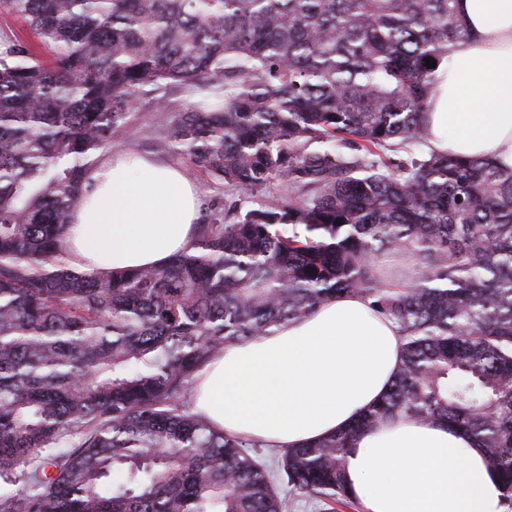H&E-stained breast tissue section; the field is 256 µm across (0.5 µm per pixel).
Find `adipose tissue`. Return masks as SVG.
<instances>
[{
	"label": "adipose tissue",
	"instance_id": "1",
	"mask_svg": "<svg viewBox=\"0 0 512 512\" xmlns=\"http://www.w3.org/2000/svg\"><path fill=\"white\" fill-rule=\"evenodd\" d=\"M468 40L436 72L426 150L512 167V0H456ZM63 240L83 271L162 267L196 233L200 194L176 165L117 154L90 175ZM397 321L362 295L228 346L199 374L194 410L229 435L293 448L347 429L389 391L401 364ZM362 512H505L477 441L431 419H387L345 456Z\"/></svg>",
	"mask_w": 512,
	"mask_h": 512
}]
</instances>
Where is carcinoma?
I'll list each match as a JSON object with an SVG mask.
<instances>
[{
	"label": "carcinoma",
	"mask_w": 512,
	"mask_h": 512,
	"mask_svg": "<svg viewBox=\"0 0 512 512\" xmlns=\"http://www.w3.org/2000/svg\"><path fill=\"white\" fill-rule=\"evenodd\" d=\"M53 53L0 41V512H285L250 449L195 413L224 347L344 293L406 333L389 392L282 455L348 498L345 455L386 418L473 435L512 508V168L379 151L424 140L454 0H0ZM196 95L176 156L239 194L304 196L224 223L208 196L165 267L79 271L62 241L142 97Z\"/></svg>",
	"instance_id": "obj_1"
}]
</instances>
